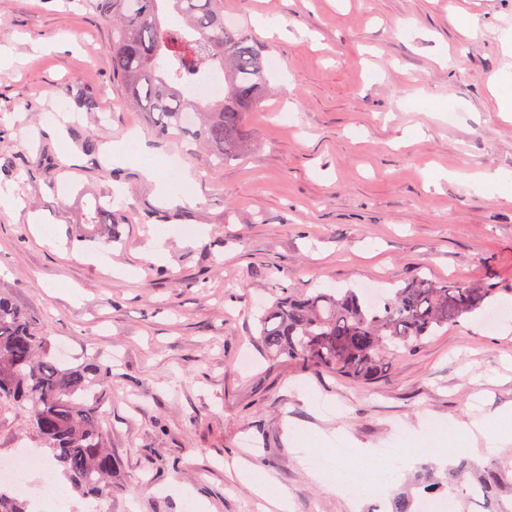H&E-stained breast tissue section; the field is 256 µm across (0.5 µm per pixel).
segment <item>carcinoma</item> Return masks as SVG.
<instances>
[{
	"mask_svg": "<svg viewBox=\"0 0 512 512\" xmlns=\"http://www.w3.org/2000/svg\"><path fill=\"white\" fill-rule=\"evenodd\" d=\"M171 7L184 21L166 26L160 12ZM112 26L108 53L112 77L134 107L157 113L160 138L189 136L216 159L235 160L247 147L246 113L256 109L268 84L262 50L252 36L224 21V0H99ZM202 70L224 74V97L201 101L184 89ZM191 112L194 119L185 120ZM114 199L95 200L83 214L86 232L112 223ZM512 297L487 283L438 284L420 276L382 303L353 288L278 298L258 316L259 342L272 358L312 363L338 377L371 382L390 360L415 351L425 340L470 315L488 316ZM46 337L0 293V399L32 411V425L62 472L87 497L112 494L116 461L107 449L95 407L84 397L112 377L109 362L70 366L40 355ZM448 491L483 512H512V468L491 459L477 471L466 459L451 467ZM416 486L443 489L436 467L421 465ZM0 512H29L28 504L0 487Z\"/></svg>",
	"mask_w": 512,
	"mask_h": 512,
	"instance_id": "obj_1",
	"label": "carcinoma"
}]
</instances>
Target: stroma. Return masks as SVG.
<instances>
[{
    "mask_svg": "<svg viewBox=\"0 0 512 512\" xmlns=\"http://www.w3.org/2000/svg\"><path fill=\"white\" fill-rule=\"evenodd\" d=\"M224 14L261 45L270 89L246 155L208 177L191 138H159L125 105L95 0H0V187L18 201L0 210V291L51 354L112 363L92 400L119 472L103 512H387L422 496L420 465L446 475L431 449L512 462V442L475 457L468 434L512 417V312L466 317L369 383L269 361L255 323L284 292L387 296L420 275L512 289V188L465 179L512 171L489 83L512 74V0H224ZM88 135L125 142L126 160L83 152ZM143 146L191 181L175 167L147 181ZM109 197L113 246L79 219ZM29 416L0 402V459L42 447ZM387 454L390 481L352 499L340 473ZM321 456L337 473L312 467Z\"/></svg>",
    "mask_w": 512,
    "mask_h": 512,
    "instance_id": "35a3bbf8",
    "label": "stroma"
}]
</instances>
